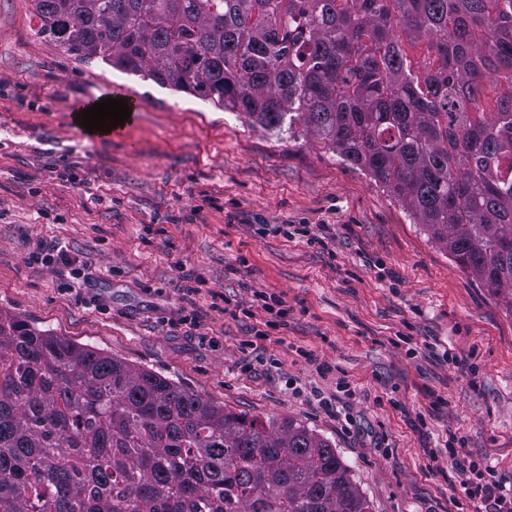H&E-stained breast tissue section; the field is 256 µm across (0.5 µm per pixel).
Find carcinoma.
<instances>
[{
	"mask_svg": "<svg viewBox=\"0 0 512 512\" xmlns=\"http://www.w3.org/2000/svg\"><path fill=\"white\" fill-rule=\"evenodd\" d=\"M82 60L313 135L512 313V0H34ZM427 43L411 59L402 40ZM507 86L485 104V80ZM330 442L0 315V512H365Z\"/></svg>",
	"mask_w": 512,
	"mask_h": 512,
	"instance_id": "1",
	"label": "carcinoma"
}]
</instances>
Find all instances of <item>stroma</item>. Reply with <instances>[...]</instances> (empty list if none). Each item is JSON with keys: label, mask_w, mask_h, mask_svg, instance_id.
<instances>
[{"label": "stroma", "mask_w": 512, "mask_h": 512, "mask_svg": "<svg viewBox=\"0 0 512 512\" xmlns=\"http://www.w3.org/2000/svg\"><path fill=\"white\" fill-rule=\"evenodd\" d=\"M38 27L33 0H0L1 314L314 430L371 512H469L455 458L428 455L453 435L512 485V314L399 201L318 139ZM125 95L141 107L119 133H76V104ZM258 224L334 231L320 246ZM257 292L290 308L261 341Z\"/></svg>", "instance_id": "obj_1"}]
</instances>
